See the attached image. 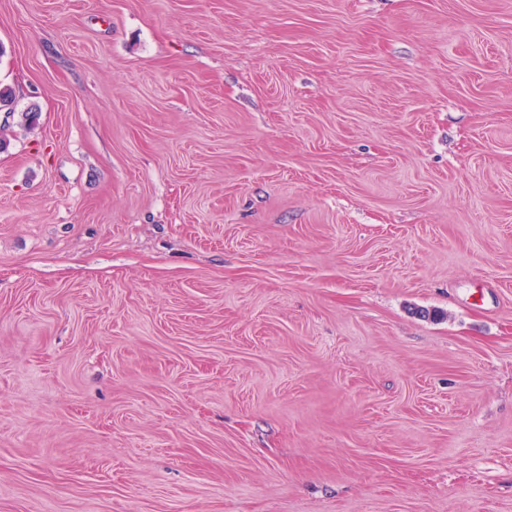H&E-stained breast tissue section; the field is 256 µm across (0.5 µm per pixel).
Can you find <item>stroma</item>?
<instances>
[{
  "mask_svg": "<svg viewBox=\"0 0 512 512\" xmlns=\"http://www.w3.org/2000/svg\"><path fill=\"white\" fill-rule=\"evenodd\" d=\"M0 85V512H512V0H0Z\"/></svg>",
  "mask_w": 512,
  "mask_h": 512,
  "instance_id": "stroma-1",
  "label": "stroma"
}]
</instances>
